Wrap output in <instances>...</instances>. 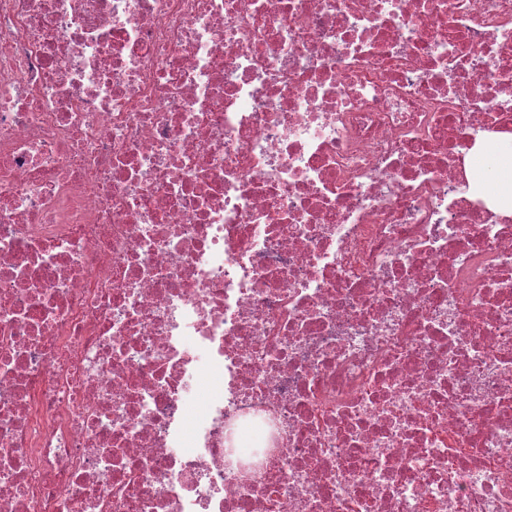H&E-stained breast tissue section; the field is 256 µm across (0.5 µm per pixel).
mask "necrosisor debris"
<instances>
[{"mask_svg":"<svg viewBox=\"0 0 512 512\" xmlns=\"http://www.w3.org/2000/svg\"><path fill=\"white\" fill-rule=\"evenodd\" d=\"M509 137L512 0H0V512H512Z\"/></svg>","mask_w":512,"mask_h":512,"instance_id":"4bbe7bcc","label":"necrosis or debris"}]
</instances>
